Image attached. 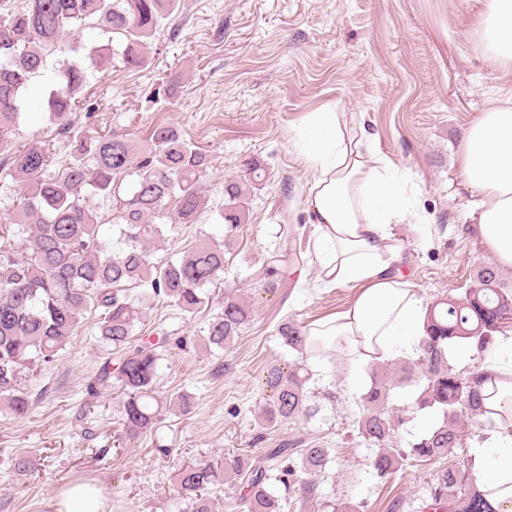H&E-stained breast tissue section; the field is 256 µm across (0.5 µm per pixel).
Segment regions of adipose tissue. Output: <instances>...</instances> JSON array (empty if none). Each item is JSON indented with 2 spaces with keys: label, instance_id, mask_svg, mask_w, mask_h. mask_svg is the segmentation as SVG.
Instances as JSON below:
<instances>
[{
  "label": "adipose tissue",
  "instance_id": "adipose-tissue-1",
  "mask_svg": "<svg viewBox=\"0 0 512 512\" xmlns=\"http://www.w3.org/2000/svg\"><path fill=\"white\" fill-rule=\"evenodd\" d=\"M488 55L512 70V0H484L480 19ZM298 149L312 172L317 283L350 286L343 312L312 322L309 334L349 357V382L369 366L420 354L426 309L403 274L392 225L407 221L413 203L393 165L364 147L345 113L312 112L297 130ZM460 168L477 193L472 218L499 262L512 266V106L494 105L472 122L460 149ZM494 512H512V434L493 430L472 451Z\"/></svg>",
  "mask_w": 512,
  "mask_h": 512
}]
</instances>
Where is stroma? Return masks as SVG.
I'll use <instances>...</instances> for the list:
<instances>
[{"mask_svg":"<svg viewBox=\"0 0 512 512\" xmlns=\"http://www.w3.org/2000/svg\"><path fill=\"white\" fill-rule=\"evenodd\" d=\"M482 11L483 0H180L159 20L148 65L130 69L114 58L88 67L82 129L137 139L168 123L210 160L197 223L175 225L151 249L152 261L198 238L221 241L225 180L244 175L252 160L265 177L248 198L249 222L212 303L192 316L158 306L144 317L143 334L192 340L162 357L157 377L160 393L186 395L190 411L163 410L152 430L116 448L120 389L92 402L85 391L106 354L98 315L86 313L58 361L23 379L46 398L23 420L0 413V512H57L61 492L79 483L102 489L109 512H178L174 475L187 462L235 453L264 466L267 449L317 442L331 461L316 494L338 512H423L420 491L439 461H403L384 479L370 471L372 450L351 426L362 391L348 388L346 359L316 377L338 389L335 409L272 429L259 427L254 409L264 368L298 358L275 335L279 319L304 325L342 312L355 295L349 286H313L311 173L296 145L307 113H345L406 181L417 217L394 225L393 234L424 303L461 294L484 266L497 267L512 286V267L499 263L468 217L472 196L458 163L470 124L489 106L512 101V74L486 56L476 33ZM72 58L50 54L33 78L41 96L26 100L13 146L52 139L44 94L60 61ZM283 224L299 233L301 262L289 269L285 288L267 294L264 263ZM228 289L253 298L256 319L230 349L205 350L193 337ZM88 423L94 436L83 432ZM18 454L33 459V477L13 471Z\"/></svg>","mask_w":512,"mask_h":512,"instance_id":"stroma-1","label":"stroma"}]
</instances>
